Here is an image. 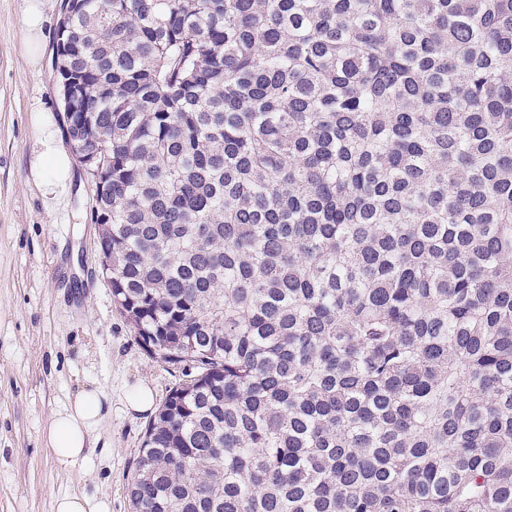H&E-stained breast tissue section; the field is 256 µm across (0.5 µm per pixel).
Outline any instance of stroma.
I'll return each mask as SVG.
<instances>
[{
    "label": "stroma",
    "mask_w": 512,
    "mask_h": 512,
    "mask_svg": "<svg viewBox=\"0 0 512 512\" xmlns=\"http://www.w3.org/2000/svg\"><path fill=\"white\" fill-rule=\"evenodd\" d=\"M62 2L0 0V512H54L65 492L105 495L112 512H130L128 479L149 418L126 413L127 390L148 383L161 403L183 375L148 355L112 302L90 218L94 188L78 160L58 188L46 185L45 134L72 149L53 69ZM93 387L108 398L93 447L59 470L41 431Z\"/></svg>",
    "instance_id": "35a3bbf8"
}]
</instances>
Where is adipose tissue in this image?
<instances>
[{"mask_svg":"<svg viewBox=\"0 0 512 512\" xmlns=\"http://www.w3.org/2000/svg\"><path fill=\"white\" fill-rule=\"evenodd\" d=\"M105 400L99 388L81 389L48 423L44 441L59 469L70 470L87 458L91 433L104 415Z\"/></svg>","mask_w":512,"mask_h":512,"instance_id":"adipose-tissue-1","label":"adipose tissue"}]
</instances>
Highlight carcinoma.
<instances>
[{"label": "carcinoma", "instance_id": "obj_1", "mask_svg": "<svg viewBox=\"0 0 512 512\" xmlns=\"http://www.w3.org/2000/svg\"><path fill=\"white\" fill-rule=\"evenodd\" d=\"M56 50L188 377L133 512H512V0H78Z\"/></svg>", "mask_w": 512, "mask_h": 512}]
</instances>
